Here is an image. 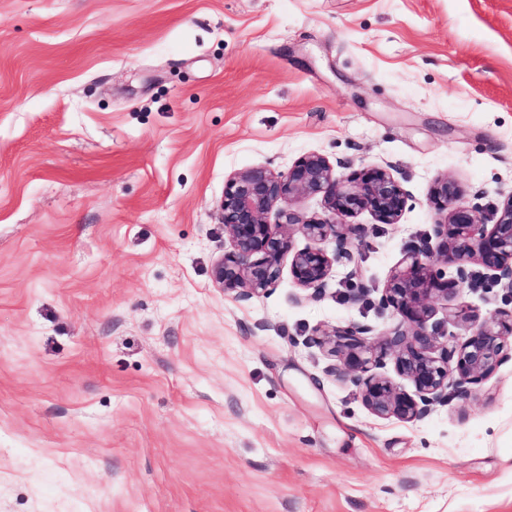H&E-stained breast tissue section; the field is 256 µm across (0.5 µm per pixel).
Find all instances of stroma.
I'll use <instances>...</instances> for the list:
<instances>
[{"label":"stroma","instance_id":"35a3bbf8","mask_svg":"<svg viewBox=\"0 0 512 512\" xmlns=\"http://www.w3.org/2000/svg\"><path fill=\"white\" fill-rule=\"evenodd\" d=\"M389 170L312 298L212 278L229 173ZM512 196V0H0V512H512V360L379 418L316 330L399 322L444 178Z\"/></svg>","mask_w":512,"mask_h":512}]
</instances>
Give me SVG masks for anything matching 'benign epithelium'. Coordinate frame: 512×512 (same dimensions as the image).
Here are the masks:
<instances>
[{
	"label": "benign epithelium",
	"instance_id": "benign-epithelium-1",
	"mask_svg": "<svg viewBox=\"0 0 512 512\" xmlns=\"http://www.w3.org/2000/svg\"><path fill=\"white\" fill-rule=\"evenodd\" d=\"M302 196L322 197L329 216L302 217L292 208ZM459 197L455 181L437 183L431 199L443 218L434 224L436 247L407 251L382 289L378 305L401 316L396 325L377 333L370 325L352 323L306 341L333 360L327 372L351 384L380 418L422 421L450 398L471 393L512 360V308L497 309L481 322L468 309H454V318L470 324V335L461 340L442 341L429 327L435 307H448V299L474 285L471 264L488 271V286L512 298V196L495 211L491 225ZM406 202L407 193L389 171L367 167L345 178L316 153L299 157L285 171L263 165L234 171L224 180L217 205L232 250L215 262L213 280L237 298L258 297L277 281L281 261L290 253L296 284L319 297L335 264L359 266L355 240L361 228L343 219L368 211L380 224H396ZM274 209L281 219L276 231L266 221ZM296 232L308 240L297 251ZM331 241L332 251L327 248ZM449 267L456 273L451 279ZM388 363L412 384L413 393L399 390L376 372Z\"/></svg>",
	"mask_w": 512,
	"mask_h": 512
}]
</instances>
